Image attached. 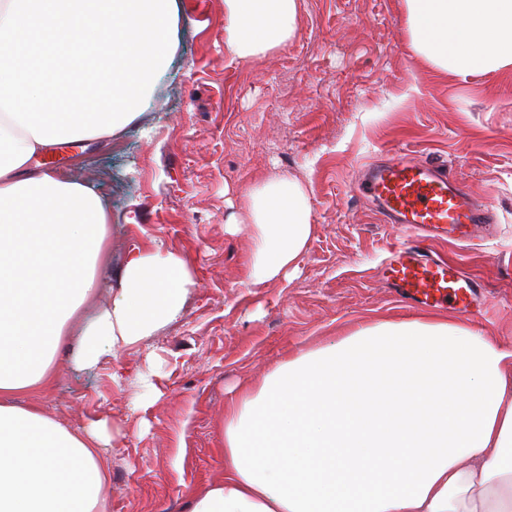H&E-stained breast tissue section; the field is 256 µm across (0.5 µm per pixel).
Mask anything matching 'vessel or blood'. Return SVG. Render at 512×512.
Instances as JSON below:
<instances>
[{
	"label": "vessel or blood",
	"mask_w": 512,
	"mask_h": 512,
	"mask_svg": "<svg viewBox=\"0 0 512 512\" xmlns=\"http://www.w3.org/2000/svg\"><path fill=\"white\" fill-rule=\"evenodd\" d=\"M361 197L377 202L386 222L414 227L422 234L466 238L492 236L490 213L452 175L394 156L370 168L357 185ZM398 298L427 308L449 306L471 313L480 294L476 279L447 261L427 254L415 240L402 242L386 267Z\"/></svg>",
	"instance_id": "b4317fda"
}]
</instances>
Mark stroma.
I'll return each instance as SVG.
<instances>
[{
  "instance_id": "obj_1",
  "label": "stroma",
  "mask_w": 512,
  "mask_h": 512,
  "mask_svg": "<svg viewBox=\"0 0 512 512\" xmlns=\"http://www.w3.org/2000/svg\"><path fill=\"white\" fill-rule=\"evenodd\" d=\"M298 2L288 47L240 62L224 49V0H179L175 57L140 124L37 157L93 183L119 219L96 304L139 247L180 252L194 273L177 322L85 371L68 336L35 397L71 429L106 421L108 512H182L220 471L233 391L261 384L288 351L422 316L384 276L405 231L353 193L386 153L450 171L490 208L493 237L431 243L480 279L478 314H432L512 345V70L456 78L418 65L401 0ZM274 174L307 187L315 233L295 277L253 287L243 192Z\"/></svg>"
}]
</instances>
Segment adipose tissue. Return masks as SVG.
Returning <instances> with one entry per match:
<instances>
[{"label":"adipose tissue","mask_w":512,"mask_h":512,"mask_svg":"<svg viewBox=\"0 0 512 512\" xmlns=\"http://www.w3.org/2000/svg\"><path fill=\"white\" fill-rule=\"evenodd\" d=\"M409 47L452 76L512 70V0H402ZM298 0H224V48L283 49ZM30 132L0 128V512H107L105 422L70 430L35 404L69 323L91 368L180 316L181 253L136 249L106 305L112 208L88 183L34 162ZM247 278H291L313 233L308 190L273 176L246 194ZM224 468L184 512H512V347L440 318L379 321L289 354L224 407Z\"/></svg>","instance_id":"ef3b65f1"}]
</instances>
